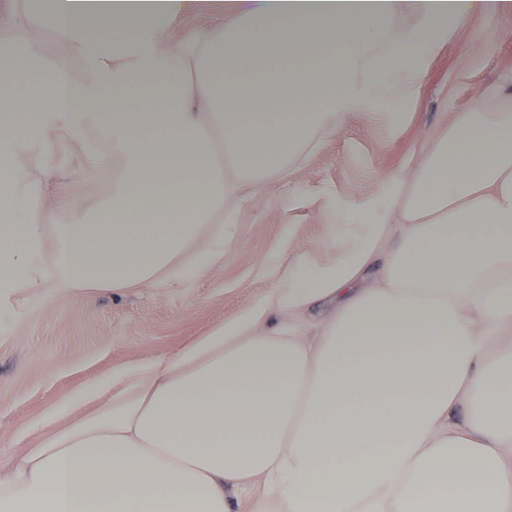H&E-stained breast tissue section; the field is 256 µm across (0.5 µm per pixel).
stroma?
Masks as SVG:
<instances>
[{
	"mask_svg": "<svg viewBox=\"0 0 512 512\" xmlns=\"http://www.w3.org/2000/svg\"><path fill=\"white\" fill-rule=\"evenodd\" d=\"M398 68L422 78L397 102L373 96L305 163L247 200L230 227L231 245L208 273L54 295L52 257L43 255L45 286L0 310V455L34 447L39 425L61 405L74 416L91 410L94 400L77 397L83 387L236 318L287 278L299 251L318 264L332 262L337 217L370 223L371 205L393 191L392 174L410 169L436 131L456 113L473 111L481 92L512 85V12L449 22L426 54L404 58ZM103 142L91 130L78 138H32L16 152L18 162L41 158L39 192L69 199L56 212L58 223L91 218L111 199L93 163Z\"/></svg>",
	"mask_w": 512,
	"mask_h": 512,
	"instance_id": "35a3bbf8",
	"label": "stroma"
}]
</instances>
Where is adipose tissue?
I'll return each instance as SVG.
<instances>
[{
	"mask_svg": "<svg viewBox=\"0 0 512 512\" xmlns=\"http://www.w3.org/2000/svg\"><path fill=\"white\" fill-rule=\"evenodd\" d=\"M0 307L206 273L248 191L282 178L395 60L490 0H6ZM195 13L224 18L177 36ZM413 19L410 27L399 18ZM83 74L46 76L37 37ZM103 131L111 204L57 223L20 137ZM329 267L299 258L236 319L127 364L107 399L0 459V512H512V99L461 112ZM29 217L14 220L18 201ZM469 413L453 414L460 405Z\"/></svg>",
	"mask_w": 512,
	"mask_h": 512,
	"instance_id": "ef3b65f1",
	"label": "adipose tissue"
}]
</instances>
